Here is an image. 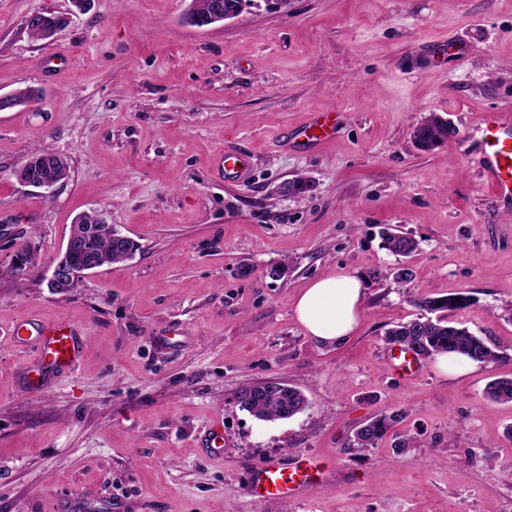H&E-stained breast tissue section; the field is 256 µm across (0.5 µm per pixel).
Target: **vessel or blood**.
I'll use <instances>...</instances> for the list:
<instances>
[{"mask_svg": "<svg viewBox=\"0 0 512 512\" xmlns=\"http://www.w3.org/2000/svg\"><path fill=\"white\" fill-rule=\"evenodd\" d=\"M337 125V113H314L305 125L300 148L314 147L328 140L335 134ZM475 143L484 180L498 198L512 199V113L495 112L484 119ZM218 165L225 179H240L249 173L251 158L245 152L228 148L220 155ZM10 335L20 344L32 339L39 344L37 364L19 377L20 384L29 391L40 390L68 369L81 349L79 330L67 323L47 325L36 319H25L12 326ZM322 473L321 464L313 459H300L290 466L276 460L266 461L253 469L245 491L252 497L285 501L315 490L316 478Z\"/></svg>", "mask_w": 512, "mask_h": 512, "instance_id": "vessel-or-blood-1", "label": "vessel or blood"}]
</instances>
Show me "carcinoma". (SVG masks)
<instances>
[{
  "label": "carcinoma",
  "mask_w": 512,
  "mask_h": 512,
  "mask_svg": "<svg viewBox=\"0 0 512 512\" xmlns=\"http://www.w3.org/2000/svg\"><path fill=\"white\" fill-rule=\"evenodd\" d=\"M439 145L437 129L425 124L418 129V146L429 151ZM52 154L46 150H36L27 155L23 164L15 170L17 179L23 178L50 180L56 183L66 179L69 166L48 164ZM383 248L396 254L407 256L418 249V242L403 233L387 232L382 237ZM138 250L131 239H116L104 232L85 240V252L73 256L74 263L82 264L88 260L103 267L120 263ZM465 295L422 299L418 306L433 313L431 317H417L399 323L386 331V337L393 343H399L414 351L420 358H431L440 353H457L474 362L495 364L499 356L487 342L474 335L458 322L449 319V313L466 306ZM488 397L498 403L512 402V377H495L486 387ZM240 406L252 415L263 420L289 419L308 407V399L297 388L279 381H265L237 394ZM396 422V416L381 414L363 426L354 434L353 446L373 448Z\"/></svg>",
  "instance_id": "carcinoma-1"
}]
</instances>
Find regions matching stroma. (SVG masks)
Masks as SVG:
<instances>
[{"mask_svg": "<svg viewBox=\"0 0 512 512\" xmlns=\"http://www.w3.org/2000/svg\"><path fill=\"white\" fill-rule=\"evenodd\" d=\"M188 5L0 0V95L40 91L0 112V512H512V403L485 393L512 375V203L466 147L512 112V0H257L207 29L185 23ZM39 11L68 18L52 40L28 33ZM315 112L341 113L335 138L284 147ZM432 113L456 132L425 152L412 132ZM229 147L250 154L248 178L218 170ZM37 148L70 165L50 194L14 175ZM298 177L308 192L278 193ZM85 212L139 249L54 293L48 269ZM387 231L417 251L385 250ZM343 273L364 285L361 325L324 344L295 302ZM454 293L470 299L456 320L499 362L446 377L430 359L403 378L387 329ZM30 317L83 338L72 368L31 393L17 377L39 352L6 334ZM268 380L308 408L242 409L237 393ZM396 412L376 447H351ZM216 424L224 453L210 457L200 441ZM303 455L323 464L313 492L246 495L257 464Z\"/></svg>", "mask_w": 512, "mask_h": 512, "instance_id": "35a3bbf8", "label": "stroma"}]
</instances>
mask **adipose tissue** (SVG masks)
Returning <instances> with one entry per match:
<instances>
[{"label": "adipose tissue", "instance_id": "ef3b65f1", "mask_svg": "<svg viewBox=\"0 0 512 512\" xmlns=\"http://www.w3.org/2000/svg\"><path fill=\"white\" fill-rule=\"evenodd\" d=\"M362 302L361 281L352 275L337 274L311 281L297 297L295 314L313 339L336 344L357 331Z\"/></svg>", "mask_w": 512, "mask_h": 512}]
</instances>
